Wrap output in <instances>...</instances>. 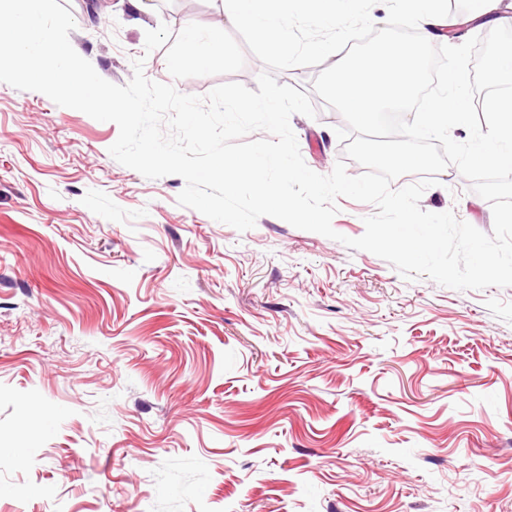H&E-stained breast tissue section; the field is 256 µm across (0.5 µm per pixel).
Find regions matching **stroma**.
Returning <instances> with one entry per match:
<instances>
[{
	"label": "stroma",
	"mask_w": 512,
	"mask_h": 512,
	"mask_svg": "<svg viewBox=\"0 0 512 512\" xmlns=\"http://www.w3.org/2000/svg\"><path fill=\"white\" fill-rule=\"evenodd\" d=\"M58 2L112 83L141 58L184 94L257 86L222 0ZM218 24L207 64L170 69ZM312 103L290 123L327 175L345 121ZM118 136L0 82V512H512V287L408 280L273 216L237 231ZM437 180L421 209L492 234L455 166Z\"/></svg>",
	"instance_id": "obj_1"
}]
</instances>
